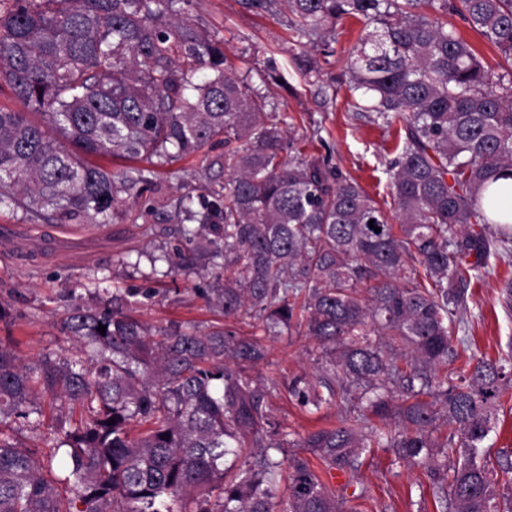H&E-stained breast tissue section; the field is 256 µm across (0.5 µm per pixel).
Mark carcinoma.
Here are the masks:
<instances>
[{
	"instance_id": "1",
	"label": "carcinoma",
	"mask_w": 512,
	"mask_h": 512,
	"mask_svg": "<svg viewBox=\"0 0 512 512\" xmlns=\"http://www.w3.org/2000/svg\"><path fill=\"white\" fill-rule=\"evenodd\" d=\"M290 14L297 42L315 44L347 18L366 35L350 52L349 87L371 122H403L390 160L398 225L351 176L306 154L322 128L284 144L287 116L270 83L275 67L241 73L224 41L182 17L193 0H6L0 6V208L33 219L110 224L130 191H150L155 168L211 143L201 158L225 172L223 191L194 207L172 272L205 258L200 289L224 317L241 314L279 334L302 312L322 353L315 383L288 392L309 410L358 401L340 424L302 447L352 474L367 448L422 464L439 512H497L493 470L478 461L500 400L512 393V354L458 371L456 310L489 273L485 225L512 243V0H242L256 14ZM459 15L508 64L484 67L448 28ZM90 156L148 161L112 172ZM380 228L370 229L369 221ZM224 258V263L217 262ZM116 290L73 307L62 330L96 360L45 352L23 362L0 340V512H276L288 463L286 512H343L307 459L286 455L288 433L252 375L268 357L256 335L133 314ZM106 326L105 334L97 331ZM79 405L63 441L38 459L6 420L41 421L59 400ZM169 439H163V435Z\"/></svg>"
}]
</instances>
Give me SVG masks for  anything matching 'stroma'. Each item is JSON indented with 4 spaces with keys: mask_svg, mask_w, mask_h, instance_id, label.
<instances>
[{
    "mask_svg": "<svg viewBox=\"0 0 512 512\" xmlns=\"http://www.w3.org/2000/svg\"><path fill=\"white\" fill-rule=\"evenodd\" d=\"M188 13L223 38L238 70L262 69L275 60L288 81L279 91V108L292 118L294 136L321 127L323 139L308 146V153L329 158L377 201H390L389 161L397 137L353 112L345 85L349 52L362 31L359 22L344 20L337 42L313 51L320 74L309 79L299 60L302 48L280 20L254 15L240 0H193ZM155 183V191L144 193L127 217L111 224H47L20 210H0V306L11 312L8 321H0V338L13 337L21 359L69 347L62 319L72 306L93 305L99 288L155 289L154 297L136 305L139 318L155 327L178 321L204 331L223 322L237 333H252L249 316L224 318L200 296V289L212 285L207 265L169 276L159 260L162 251L181 238L175 215L179 199L221 190L223 173L201 169L192 156L157 169ZM489 268L488 275L471 281L468 305L458 312L467 328L466 353L474 358L494 359L512 351V308L504 307L500 298L503 284L512 279V251H493ZM264 343L268 362L256 373L277 382L268 406L292 440L338 425L344 406L312 412L287 391L294 377L316 372L321 357L316 342L285 334L265 337ZM299 454L335 491L344 512H438L423 468L397 462L389 449L365 452L360 471L341 483L310 450L300 449Z\"/></svg>",
    "mask_w": 512,
    "mask_h": 512,
    "instance_id": "obj_1",
    "label": "stroma"
}]
</instances>
